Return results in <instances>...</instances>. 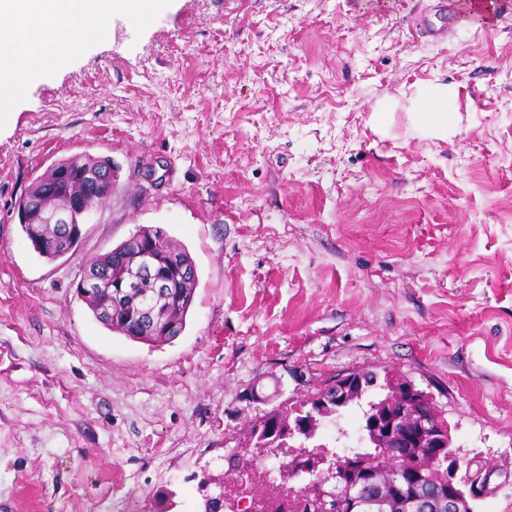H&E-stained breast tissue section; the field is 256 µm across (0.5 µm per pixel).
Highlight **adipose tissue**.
I'll return each instance as SVG.
<instances>
[{
	"label": "adipose tissue",
	"mask_w": 512,
	"mask_h": 512,
	"mask_svg": "<svg viewBox=\"0 0 512 512\" xmlns=\"http://www.w3.org/2000/svg\"><path fill=\"white\" fill-rule=\"evenodd\" d=\"M156 0H0V109L20 85L52 69L83 43L102 38V18L122 15L143 23ZM409 118L426 138L447 140L456 120L457 92L435 81L409 96Z\"/></svg>",
	"instance_id": "adipose-tissue-1"
}]
</instances>
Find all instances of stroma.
<instances>
[{
    "label": "stroma",
    "instance_id": "stroma-1",
    "mask_svg": "<svg viewBox=\"0 0 512 512\" xmlns=\"http://www.w3.org/2000/svg\"><path fill=\"white\" fill-rule=\"evenodd\" d=\"M439 2L159 0L24 85L0 114V512H199L253 424L356 369L431 393L499 487L477 512H512V0L436 41ZM434 80L445 141L407 114ZM80 154L111 160L112 200L48 261L16 206ZM142 227L198 274L161 346L76 294ZM366 408L316 443L357 450ZM409 98V118L424 138L448 140L456 120L457 92L453 85L435 81L415 88Z\"/></svg>",
    "mask_w": 512,
    "mask_h": 512
}]
</instances>
